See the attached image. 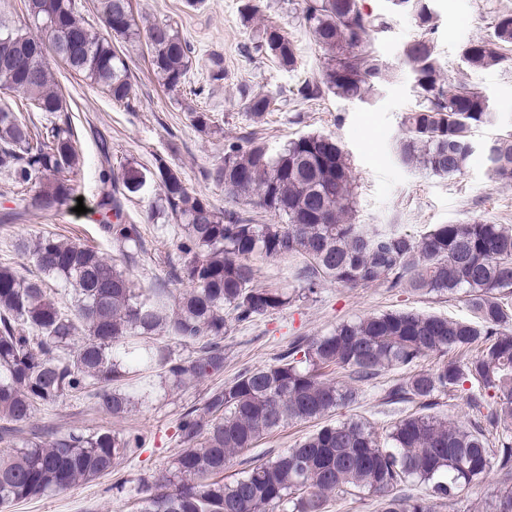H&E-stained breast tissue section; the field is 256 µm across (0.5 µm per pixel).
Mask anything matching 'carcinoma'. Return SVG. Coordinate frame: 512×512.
<instances>
[{
    "label": "carcinoma",
    "mask_w": 512,
    "mask_h": 512,
    "mask_svg": "<svg viewBox=\"0 0 512 512\" xmlns=\"http://www.w3.org/2000/svg\"><path fill=\"white\" fill-rule=\"evenodd\" d=\"M392 3L413 14L420 30L403 51L419 104L404 118L396 156L407 167L454 177L474 154L475 130L493 123L490 101L476 86L445 81L429 0ZM299 6L324 64L320 78L301 84L297 97L309 101L325 88L363 99L388 75L372 49L381 22L362 0H299ZM96 10L103 32L77 17L72 0H24L28 22L0 30L20 46L17 64L0 63V91L57 119L39 129L0 104V170L27 209L61 210L81 174L80 143L50 57L67 52L72 71L104 88L112 102L132 106L127 65L112 48L114 39L140 37L131 0H97ZM31 24L48 39L32 34ZM143 37L162 85L181 89L193 66V44L166 21L152 24ZM509 46L512 13H503L461 56L473 69H491L509 60ZM254 50L284 68L297 62L293 40L273 23L260 28ZM241 98L257 122L275 111L268 95L243 91ZM241 140L224 148L205 178L278 224L216 210L161 159L152 169L127 162L115 170L110 143L98 135L95 223L116 242L138 243L141 225L126 223L122 200L150 182L157 185L158 204L148 221L160 215L176 221L178 258L168 280L185 286L182 292L165 284L140 291L98 248L50 235L18 244L35 275L0 266L1 506L109 474L143 447L141 436L107 428L57 433L46 422L32 423L36 413L81 394L97 410L122 418L138 392L133 375L154 372L180 388L223 372L224 334L232 325L298 298L256 284V255L302 257L297 276L310 293L328 282L347 288L405 284L425 294L463 293L472 316L375 313L324 336L298 337L274 362L243 369L183 414L184 448L168 469L142 480L138 512H325L330 499L354 492L378 498L381 512H433L430 500L450 498L494 468L512 476V226L438 224L417 240L395 227L371 230L355 223L352 170L332 137L300 135L274 152L253 131ZM490 147L489 175L511 182L512 133L498 135ZM54 281L71 296L69 305L51 298ZM172 341L193 355L175 354ZM427 357L435 358L433 365L387 391L389 401H417L426 412L399 418L383 435L356 417L327 423L270 460H238L285 424L319 421L354 402L355 385ZM332 366L347 379L326 375ZM446 395L465 400L466 420L430 412ZM236 460L244 468L224 480ZM415 483L425 486L426 496L408 493ZM489 512H512V486L497 490Z\"/></svg>",
    "instance_id": "carcinoma-1"
}]
</instances>
